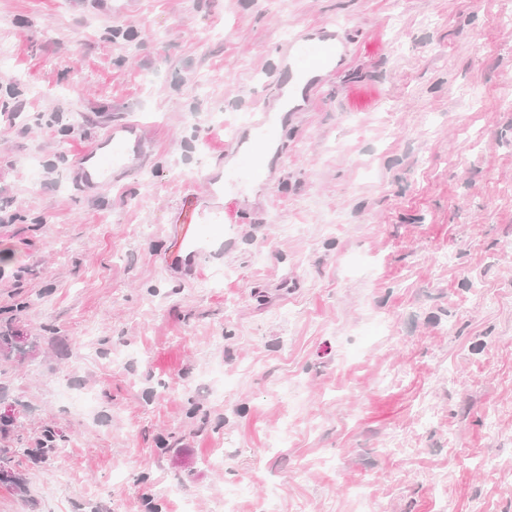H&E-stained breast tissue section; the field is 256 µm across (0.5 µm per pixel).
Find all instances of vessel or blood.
Returning <instances> with one entry per match:
<instances>
[{
	"label": "vessel or blood",
	"mask_w": 512,
	"mask_h": 512,
	"mask_svg": "<svg viewBox=\"0 0 512 512\" xmlns=\"http://www.w3.org/2000/svg\"><path fill=\"white\" fill-rule=\"evenodd\" d=\"M349 47L335 26L323 24L297 31L293 39L279 44V76L273 83L270 100L256 103L250 137L236 136L226 143L216 161V171L205 181L208 192L235 189L264 180L265 157L269 150L271 128L270 102L289 111L308 109L323 79L344 62ZM145 131L135 121H125L109 128L94 145L84 149L76 159V170L85 189L111 188L129 167L131 155L141 153ZM182 240L187 256L194 260V270L204 262L198 257L196 242L208 237L206 225H187Z\"/></svg>",
	"instance_id": "obj_1"
}]
</instances>
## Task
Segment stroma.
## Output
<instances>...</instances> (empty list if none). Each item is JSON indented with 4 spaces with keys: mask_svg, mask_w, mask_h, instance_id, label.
Here are the masks:
<instances>
[{
    "mask_svg": "<svg viewBox=\"0 0 512 512\" xmlns=\"http://www.w3.org/2000/svg\"><path fill=\"white\" fill-rule=\"evenodd\" d=\"M325 23L351 53L263 208L211 198ZM0 111V512H512V0H0ZM190 193L231 239L201 278ZM145 131L135 121H124L109 128L94 145L76 159V170L85 189L112 188L129 167L132 154H141ZM188 232L190 235L185 236L181 244L183 245L186 255L194 260L192 270L194 274H197L206 263H209V260L206 261L199 258L196 242L198 238H211V235L207 230V224H186V233Z\"/></svg>",
    "mask_w": 512,
    "mask_h": 512,
    "instance_id": "35a3bbf8",
    "label": "stroma"
}]
</instances>
